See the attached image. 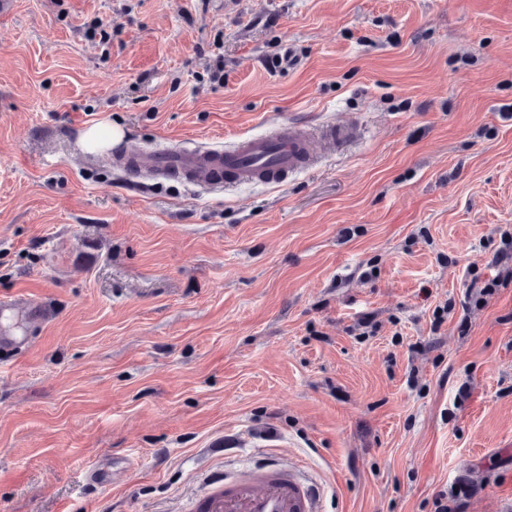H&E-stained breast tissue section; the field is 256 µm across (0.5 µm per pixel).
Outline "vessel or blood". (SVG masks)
Returning <instances> with one entry per match:
<instances>
[{
	"instance_id": "b4317fda",
	"label": "vessel or blood",
	"mask_w": 512,
	"mask_h": 512,
	"mask_svg": "<svg viewBox=\"0 0 512 512\" xmlns=\"http://www.w3.org/2000/svg\"><path fill=\"white\" fill-rule=\"evenodd\" d=\"M354 134L351 127L328 126L316 132L292 127L284 134L239 138L221 150L160 145L132 156L115 155L113 162L139 176L179 178L206 189L248 182L281 184L316 163L317 144H333ZM10 305L30 319L44 320L51 315L40 301L25 295L15 296ZM319 503L316 482L274 461L232 477L210 475L195 512H319Z\"/></svg>"
}]
</instances>
